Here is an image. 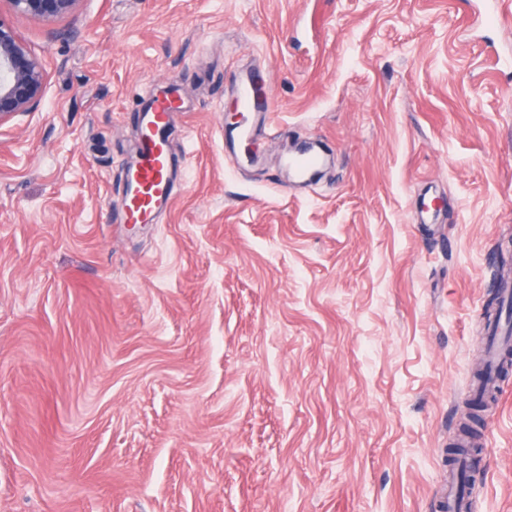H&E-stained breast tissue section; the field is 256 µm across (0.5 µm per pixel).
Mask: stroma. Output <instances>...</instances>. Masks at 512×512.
<instances>
[{
    "label": "stroma",
    "mask_w": 512,
    "mask_h": 512,
    "mask_svg": "<svg viewBox=\"0 0 512 512\" xmlns=\"http://www.w3.org/2000/svg\"><path fill=\"white\" fill-rule=\"evenodd\" d=\"M474 3L0 0L45 68L0 121V512H439L512 244V17ZM251 69L273 131L228 154ZM169 83L176 194L133 226ZM308 143L322 176L287 188ZM479 444L475 512H512V375ZM16 13L56 18L71 11L77 0H9ZM234 84L237 112H272L274 100L262 71L239 73L234 76ZM175 85L145 101L137 116L136 153L125 176L121 208L126 224H147L172 199L175 166L167 130L175 112H185Z\"/></svg>",
    "instance_id": "35a3bbf8"
}]
</instances>
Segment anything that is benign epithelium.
Returning <instances> with one entry per match:
<instances>
[{
  "instance_id": "7a95c632",
  "label": "benign epithelium",
  "mask_w": 512,
  "mask_h": 512,
  "mask_svg": "<svg viewBox=\"0 0 512 512\" xmlns=\"http://www.w3.org/2000/svg\"><path fill=\"white\" fill-rule=\"evenodd\" d=\"M15 12L56 18L71 11L78 0H9ZM44 70L13 28L0 18V121L37 105L44 92Z\"/></svg>"
}]
</instances>
